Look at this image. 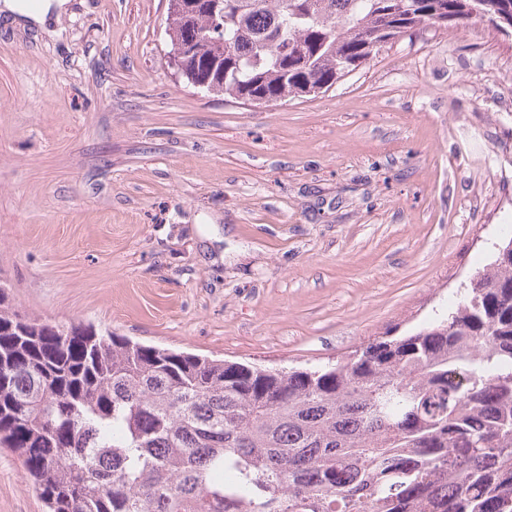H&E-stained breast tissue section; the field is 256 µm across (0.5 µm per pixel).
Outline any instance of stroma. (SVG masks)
Here are the masks:
<instances>
[{
	"mask_svg": "<svg viewBox=\"0 0 512 512\" xmlns=\"http://www.w3.org/2000/svg\"><path fill=\"white\" fill-rule=\"evenodd\" d=\"M167 0L0 25V280L19 313L267 367L448 312L512 226V32L426 31L259 105L168 65ZM0 512H45L0 449Z\"/></svg>",
	"mask_w": 512,
	"mask_h": 512,
	"instance_id": "obj_1",
	"label": "stroma"
}]
</instances>
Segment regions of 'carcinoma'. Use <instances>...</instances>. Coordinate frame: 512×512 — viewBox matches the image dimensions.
<instances>
[{"label":"carcinoma","instance_id":"1","mask_svg":"<svg viewBox=\"0 0 512 512\" xmlns=\"http://www.w3.org/2000/svg\"><path fill=\"white\" fill-rule=\"evenodd\" d=\"M512 0H169L187 83L286 103L395 39ZM224 26L223 40L211 30ZM448 315L273 369L15 311L0 286V447L48 512H512V258Z\"/></svg>","mask_w":512,"mask_h":512}]
</instances>
